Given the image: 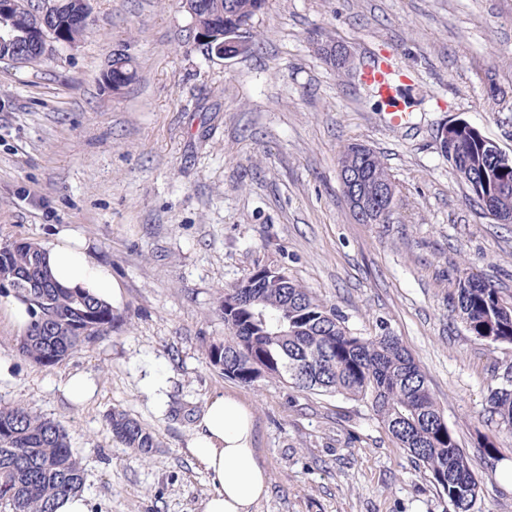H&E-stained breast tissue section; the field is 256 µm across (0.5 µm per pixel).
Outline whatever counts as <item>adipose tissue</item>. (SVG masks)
Returning a JSON list of instances; mask_svg holds the SVG:
<instances>
[{
    "instance_id": "ef3b65f1",
    "label": "adipose tissue",
    "mask_w": 512,
    "mask_h": 512,
    "mask_svg": "<svg viewBox=\"0 0 512 512\" xmlns=\"http://www.w3.org/2000/svg\"><path fill=\"white\" fill-rule=\"evenodd\" d=\"M54 279L82 288L106 301L119 298L111 271L88 252V245L72 230L58 232L45 247ZM250 410L237 398L211 396L195 424L187 446L212 479L202 512H255L269 493V475L260 465L254 446Z\"/></svg>"
}]
</instances>
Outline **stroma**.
Instances as JSON below:
<instances>
[{"instance_id": "35a3bbf8", "label": "stroma", "mask_w": 512, "mask_h": 512, "mask_svg": "<svg viewBox=\"0 0 512 512\" xmlns=\"http://www.w3.org/2000/svg\"><path fill=\"white\" fill-rule=\"evenodd\" d=\"M92 19L75 48L33 67L0 62V243L75 230L120 285L111 339L51 368L18 355L20 331L0 313V403L68 431L89 512H201L212 485L187 441L217 392L254 419L270 476L256 512H444L362 404L245 386L210 366L225 288L269 264L354 332L399 337L482 481L479 512H512L500 478L512 447L477 446L497 428L487 397L512 345L470 334L451 304L462 268L512 295V224L481 212L439 141L462 118L512 157V0H268L253 49L226 60L194 44L182 0H92ZM320 36L356 67L392 55L408 124L326 64ZM116 52L136 72L119 94L101 81ZM351 142L392 177L389 223L349 209L339 158ZM75 375L93 386L80 403L66 392ZM115 409L152 432L147 458L113 440Z\"/></svg>"}]
</instances>
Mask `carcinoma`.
<instances>
[{
  "instance_id": "obj_1",
  "label": "carcinoma",
  "mask_w": 512,
  "mask_h": 512,
  "mask_svg": "<svg viewBox=\"0 0 512 512\" xmlns=\"http://www.w3.org/2000/svg\"><path fill=\"white\" fill-rule=\"evenodd\" d=\"M10 17L16 34L38 24L17 0ZM224 20V31L252 25L267 0H200ZM89 23L62 20L61 36L81 41ZM453 166L483 213L512 212V167L489 153L491 143L465 125L451 131ZM369 153L373 178L389 181L376 152L361 143L344 147L340 161L361 163ZM0 255V294L27 306L30 322L17 339L18 354L52 367L102 342L117 329L112 306L86 291L66 288L52 277L43 247L11 246ZM224 339L209 343L206 358L224 377L252 386L274 381L303 392L341 395L366 406L412 462L429 473L452 512H475L480 480L470 458L431 393L426 373L399 337L384 329L360 336L336 309L326 306L280 267L262 266L224 289ZM453 311L473 336L490 345H512V298L479 276L464 272L457 282ZM490 389L487 404L498 430L481 434L488 454L512 441V383ZM112 438L145 457L157 447L151 431L120 411L106 416ZM84 471L69 433L57 422L16 404L0 406V512H55L58 501L81 492Z\"/></svg>"
}]
</instances>
